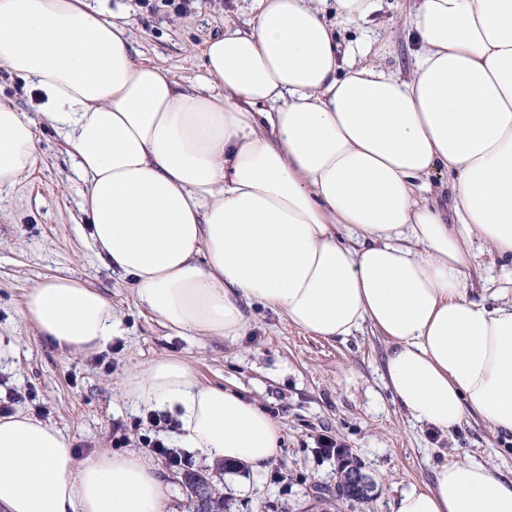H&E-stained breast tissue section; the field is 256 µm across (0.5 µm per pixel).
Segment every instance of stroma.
<instances>
[{"instance_id": "1", "label": "stroma", "mask_w": 512, "mask_h": 512, "mask_svg": "<svg viewBox=\"0 0 512 512\" xmlns=\"http://www.w3.org/2000/svg\"><path fill=\"white\" fill-rule=\"evenodd\" d=\"M111 0L114 14L130 24L132 53L171 71L176 79L204 74L206 40L225 24L246 27L251 0H195L185 14L166 0ZM406 0H382L361 27L341 29V44L376 37L390 69L412 63L413 33ZM0 98L35 123L42 149L36 170L14 189L0 192V398L58 428L78 457L111 448L115 426H123L126 447L141 450L138 413L121 383L135 366L164 356L187 360L207 384L235 389L256 401L280 424L281 443L265 467L226 468L187 454L183 467L164 458L156 463L166 512H196L186 473L203 474L223 495L227 512H321L334 498L339 461L320 453L319 436L343 446L374 484L367 500L343 502L339 512H393L394 501L411 487L431 482L446 461L475 460L512 478V435L494 432L468 417L452 434L415 422L386 386L387 338L364 327L347 340L308 335L262 306L250 312L245 336L235 342L213 336H179L154 321L138 302L130 280L112 274L93 251L88 217L81 209L84 184L72 169L66 145L37 110L35 90L0 69ZM54 276L86 280L111 295L121 333L107 349L78 354L37 336L20 316L29 288Z\"/></svg>"}]
</instances>
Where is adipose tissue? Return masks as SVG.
I'll list each match as a JSON object with an SVG mask.
<instances>
[{
    "label": "adipose tissue",
    "instance_id": "obj_1",
    "mask_svg": "<svg viewBox=\"0 0 512 512\" xmlns=\"http://www.w3.org/2000/svg\"><path fill=\"white\" fill-rule=\"evenodd\" d=\"M408 2L406 77L336 33L381 0H252L189 86L134 60L108 0H0V67L38 91L86 185L92 248L163 327L233 342L256 304L326 340L368 324L413 420L447 433L473 413L512 435V0ZM40 157L33 121L0 101V189ZM484 255L503 273L477 289ZM20 314L76 353L121 332L111 297L75 278L30 288ZM123 393L175 413L178 447L204 459L277 452L273 417L183 359L135 367ZM0 512H165V491L140 452L77 459L18 411L0 416ZM394 512H512V478L447 462Z\"/></svg>",
    "mask_w": 512,
    "mask_h": 512
}]
</instances>
